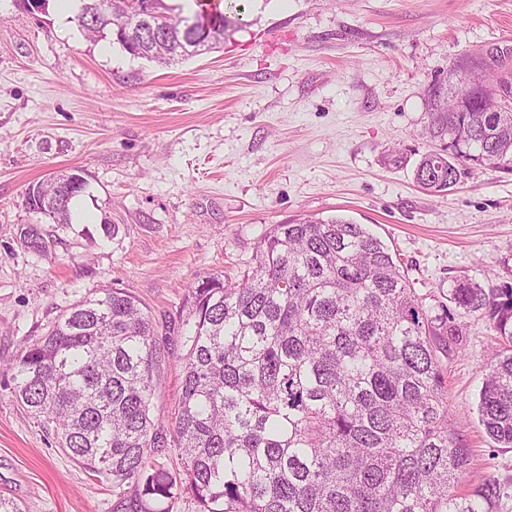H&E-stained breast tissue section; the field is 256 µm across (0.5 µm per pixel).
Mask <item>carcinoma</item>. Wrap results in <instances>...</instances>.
<instances>
[{
    "label": "carcinoma",
    "mask_w": 512,
    "mask_h": 512,
    "mask_svg": "<svg viewBox=\"0 0 512 512\" xmlns=\"http://www.w3.org/2000/svg\"><path fill=\"white\" fill-rule=\"evenodd\" d=\"M82 0L76 20L129 54L169 65L224 43L239 21L217 7L195 21L166 0ZM512 72L491 71L448 95L433 85L430 135L417 183L436 195L455 185L456 161L512 171ZM81 169L28 188L26 206L71 223ZM389 247L362 224L307 215L275 224L250 272L192 288L179 329L185 353L173 447L182 471L153 461L157 376L165 355L147 309L118 289L72 305L7 368L11 393L53 431L66 455L134 487L136 512H170L188 494L198 512H500L512 481L488 476L459 493L470 449L449 423L439 353L461 336L454 312L484 318L503 348L479 393L488 436L512 447V284L453 281L435 313Z\"/></svg>",
    "instance_id": "carcinoma-1"
}]
</instances>
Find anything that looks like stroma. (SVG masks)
<instances>
[{"label": "stroma", "mask_w": 512, "mask_h": 512, "mask_svg": "<svg viewBox=\"0 0 512 512\" xmlns=\"http://www.w3.org/2000/svg\"><path fill=\"white\" fill-rule=\"evenodd\" d=\"M494 48L512 66V0H248L219 49L169 67L65 32L51 0H0V496L23 512H134L8 386V365L79 300L119 288L155 319L169 436L182 348L165 324L198 282L240 281L271 225H366L435 308L460 277L512 283V172L462 161L438 196L415 179L439 148L432 85L465 88ZM77 168L95 223L28 210L31 185ZM459 323L443 364L472 488L512 479V447L477 411L498 342L480 317Z\"/></svg>", "instance_id": "35a3bbf8"}]
</instances>
